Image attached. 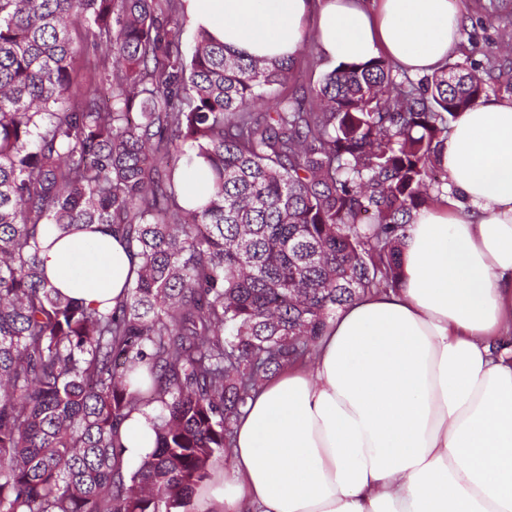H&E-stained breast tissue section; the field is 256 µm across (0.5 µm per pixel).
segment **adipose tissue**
<instances>
[{
	"instance_id": "obj_1",
	"label": "adipose tissue",
	"mask_w": 512,
	"mask_h": 512,
	"mask_svg": "<svg viewBox=\"0 0 512 512\" xmlns=\"http://www.w3.org/2000/svg\"><path fill=\"white\" fill-rule=\"evenodd\" d=\"M226 50L298 56L307 30L336 62L433 73L455 49L457 0H186ZM448 188L415 212L399 285L329 320L311 360L270 378L235 423L232 463L200 512H512V101L464 112ZM51 283L120 296L137 261L115 238L47 236ZM154 407L120 426L121 465L155 449Z\"/></svg>"
}]
</instances>
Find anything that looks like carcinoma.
I'll use <instances>...</instances> for the list:
<instances>
[{"instance_id":"carcinoma-1","label":"carcinoma","mask_w":512,"mask_h":512,"mask_svg":"<svg viewBox=\"0 0 512 512\" xmlns=\"http://www.w3.org/2000/svg\"><path fill=\"white\" fill-rule=\"evenodd\" d=\"M183 0H0V512H185L258 385L336 311L399 283L413 212L444 193L493 56L413 78L378 57L280 95L294 62L187 56ZM103 46L75 65L69 33ZM211 182L191 207L177 172ZM139 260L115 305L69 297L39 241L87 227ZM156 404L126 473L122 421Z\"/></svg>"}]
</instances>
